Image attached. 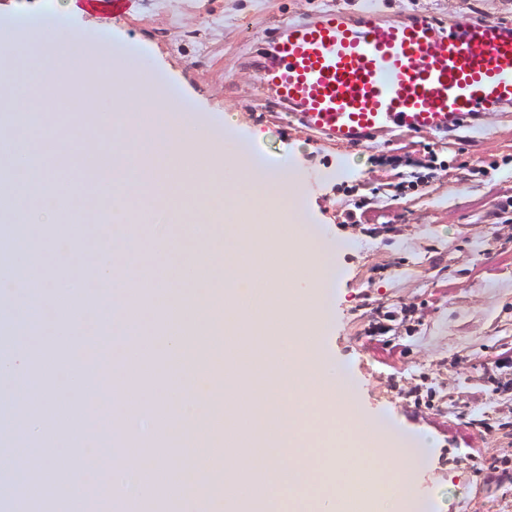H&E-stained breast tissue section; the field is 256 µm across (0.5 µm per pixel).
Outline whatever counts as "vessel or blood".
Listing matches in <instances>:
<instances>
[{"label": "vessel or blood", "mask_w": 512, "mask_h": 512, "mask_svg": "<svg viewBox=\"0 0 512 512\" xmlns=\"http://www.w3.org/2000/svg\"><path fill=\"white\" fill-rule=\"evenodd\" d=\"M261 81L309 131L339 146L397 131L452 134L483 112L512 109V24L461 25L320 10L270 39Z\"/></svg>", "instance_id": "1"}]
</instances>
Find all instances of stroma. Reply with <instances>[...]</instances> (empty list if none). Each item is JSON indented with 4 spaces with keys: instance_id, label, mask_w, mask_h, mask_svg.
<instances>
[{
    "instance_id": "1",
    "label": "stroma",
    "mask_w": 512,
    "mask_h": 512,
    "mask_svg": "<svg viewBox=\"0 0 512 512\" xmlns=\"http://www.w3.org/2000/svg\"><path fill=\"white\" fill-rule=\"evenodd\" d=\"M363 0H125L112 25L143 45L185 93L237 114L255 148L290 158L340 256L334 346L369 410L434 439L422 493L435 512H512V480L470 459L512 461V111L453 138L400 134L340 147L272 111L261 62L286 22ZM392 18L512 21V0H377ZM492 431H484V424Z\"/></svg>"
}]
</instances>
